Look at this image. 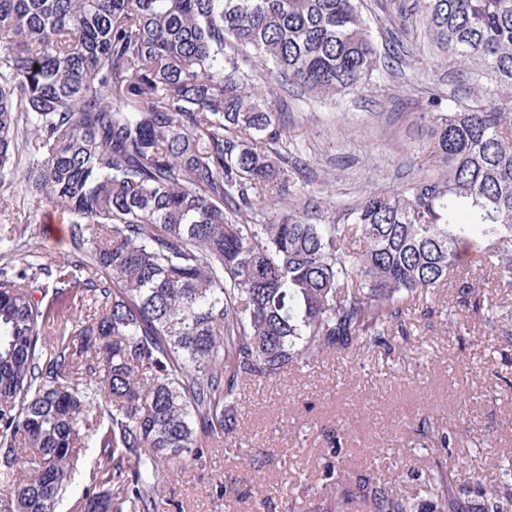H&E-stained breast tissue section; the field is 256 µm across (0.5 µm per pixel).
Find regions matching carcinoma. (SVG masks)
<instances>
[{"mask_svg": "<svg viewBox=\"0 0 512 512\" xmlns=\"http://www.w3.org/2000/svg\"><path fill=\"white\" fill-rule=\"evenodd\" d=\"M412 11L470 85L512 89V0ZM379 66L361 0H0V190L55 210L78 250L0 268V512H55L78 490L79 512H160L174 468L237 430L243 385L380 347L407 358L442 288L509 321L494 293L512 289L511 110L427 113L437 173L339 218L288 201L281 93H354ZM463 254L484 278L460 276ZM415 431L455 441L426 417ZM86 447L101 464L81 488ZM323 481L328 512H349L350 482L369 512H414L340 461ZM449 481L425 483L441 512ZM238 483L216 479L213 496ZM278 490L309 496L288 472ZM504 500L507 479L477 510Z\"/></svg>", "mask_w": 512, "mask_h": 512, "instance_id": "obj_1", "label": "carcinoma"}]
</instances>
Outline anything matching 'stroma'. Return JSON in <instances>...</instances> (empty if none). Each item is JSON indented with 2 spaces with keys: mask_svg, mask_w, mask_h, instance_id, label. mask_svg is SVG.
Masks as SVG:
<instances>
[{
  "mask_svg": "<svg viewBox=\"0 0 512 512\" xmlns=\"http://www.w3.org/2000/svg\"><path fill=\"white\" fill-rule=\"evenodd\" d=\"M411 2L363 0L362 11L380 50H423L432 66L423 71L383 68L360 91L325 100L289 97L292 141L310 166L306 176L294 180L297 200H330L341 210L426 174L422 150L431 141V124L425 114L433 101L446 107L475 98L512 101V91L494 81L475 87L463 82L423 25L400 18L401 8ZM49 212V207L26 204L0 212V234L9 227L24 230L29 252L69 258L75 245L68 225L57 229L55 239L43 234L42 219ZM454 320L449 326L435 317L415 329L418 352L404 360L384 350L364 359L325 358L281 382L244 385L239 438L230 449L215 451L207 464L171 477L164 512H259L264 500L268 512H326L329 495L322 475L331 459L332 437L343 430L351 434L339 452L344 466L373 474L395 493H414L415 512H434V499L419 490L432 470L475 465L476 476L454 483L448 503V512H471L512 456V328H484L464 310ZM459 322L469 325V334H457ZM494 373L501 383L491 381ZM424 416L444 428H461L457 447L436 448L409 433V425ZM378 448L385 450L386 460L375 456ZM287 461L310 488L296 505L275 493ZM254 469L259 479L242 498L215 506L211 485L216 475H246Z\"/></svg>",
  "mask_w": 512,
  "mask_h": 512,
  "instance_id": "35a3bbf8",
  "label": "stroma"
}]
</instances>
